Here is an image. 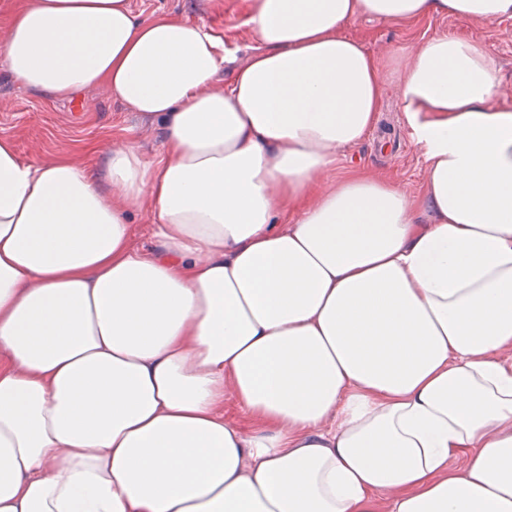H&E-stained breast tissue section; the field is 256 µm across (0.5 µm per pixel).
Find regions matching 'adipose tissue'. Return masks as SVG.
<instances>
[{"instance_id":"1","label":"adipose tissue","mask_w":512,"mask_h":512,"mask_svg":"<svg viewBox=\"0 0 512 512\" xmlns=\"http://www.w3.org/2000/svg\"><path fill=\"white\" fill-rule=\"evenodd\" d=\"M432 16L512 0H251L225 85L203 25L17 0L14 81L107 87L162 143H100L101 180L0 138V512H512V109L481 41L391 58L347 33ZM389 64L419 202L326 177ZM146 199L149 254L129 243ZM228 388L265 429L225 422Z\"/></svg>"}]
</instances>
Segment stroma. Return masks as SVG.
Masks as SVG:
<instances>
[{
	"instance_id": "1",
	"label": "stroma",
	"mask_w": 512,
	"mask_h": 512,
	"mask_svg": "<svg viewBox=\"0 0 512 512\" xmlns=\"http://www.w3.org/2000/svg\"><path fill=\"white\" fill-rule=\"evenodd\" d=\"M145 19L164 17L192 21L215 29L223 45L225 62L218 83L230 80L255 39L247 23L250 0H131ZM437 32L482 38L495 59V76L505 100L512 104V19L474 24L456 18L433 16L399 29L366 19L349 27L351 37L371 52L390 49L409 52L423 37ZM378 122L384 134L369 133L360 145L342 150L333 170L345 177L359 170L396 179L414 199L424 191L425 165L422 152L411 136L397 105L395 85H388ZM0 137L13 138L20 153L44 161L67 153L78 164L104 171L103 158L92 151L104 140L131 141L142 154L155 158L161 147L159 121L143 117L113 98L107 89L71 100H49L20 88L6 70L0 68Z\"/></svg>"
}]
</instances>
